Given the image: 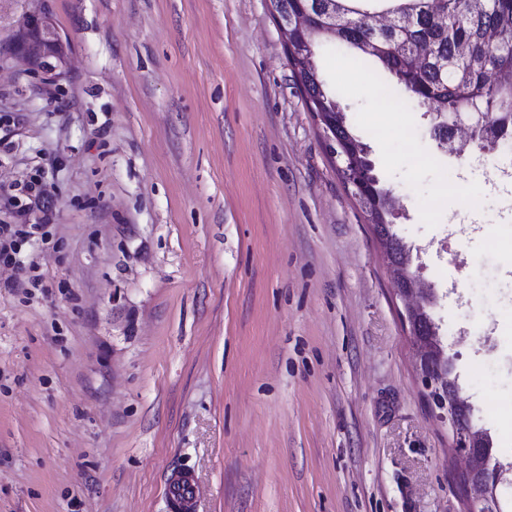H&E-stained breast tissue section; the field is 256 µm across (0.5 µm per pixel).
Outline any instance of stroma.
<instances>
[{
	"instance_id": "stroma-1",
	"label": "stroma",
	"mask_w": 512,
	"mask_h": 512,
	"mask_svg": "<svg viewBox=\"0 0 512 512\" xmlns=\"http://www.w3.org/2000/svg\"><path fill=\"white\" fill-rule=\"evenodd\" d=\"M62 76L21 57L29 16ZM512 512V152L325 47ZM369 76L366 86L348 70ZM455 187L444 195L446 187ZM0 512H463L394 283L267 0H0ZM37 263L42 285L26 284ZM36 37L23 43L33 59L34 66L43 74L57 77L62 73L65 57L64 41L59 30L51 22L49 12L44 8L32 18ZM39 224H1L0 225V260L12 263L17 254L18 243L27 237L38 233ZM192 480L183 473H174L169 479V492L176 510H187L193 506Z\"/></svg>"
}]
</instances>
